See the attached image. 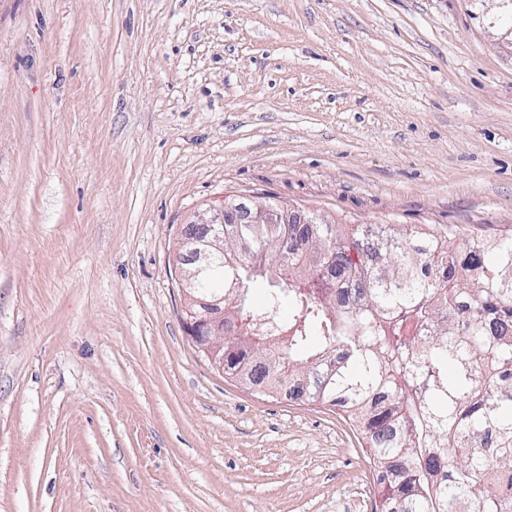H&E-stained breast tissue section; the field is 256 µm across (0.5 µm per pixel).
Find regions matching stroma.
Segmentation results:
<instances>
[{
	"label": "stroma",
	"instance_id": "obj_1",
	"mask_svg": "<svg viewBox=\"0 0 512 512\" xmlns=\"http://www.w3.org/2000/svg\"><path fill=\"white\" fill-rule=\"evenodd\" d=\"M492 0H0V512H378L336 410L184 325L189 213L512 232Z\"/></svg>",
	"mask_w": 512,
	"mask_h": 512
}]
</instances>
